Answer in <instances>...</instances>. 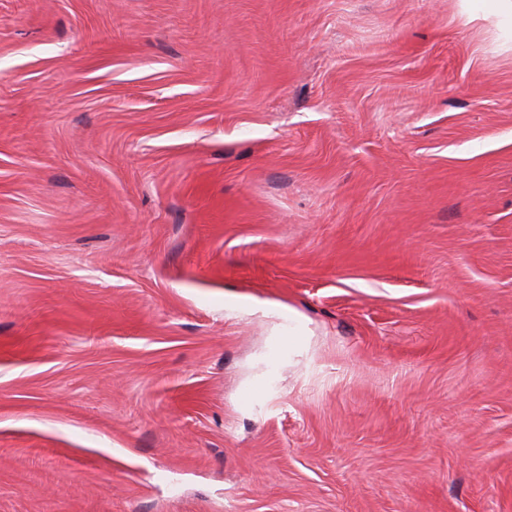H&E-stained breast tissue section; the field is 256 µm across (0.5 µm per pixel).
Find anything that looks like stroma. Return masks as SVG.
<instances>
[{"label": "stroma", "instance_id": "1", "mask_svg": "<svg viewBox=\"0 0 512 512\" xmlns=\"http://www.w3.org/2000/svg\"><path fill=\"white\" fill-rule=\"evenodd\" d=\"M0 512H512V28L0 0Z\"/></svg>", "mask_w": 512, "mask_h": 512}]
</instances>
